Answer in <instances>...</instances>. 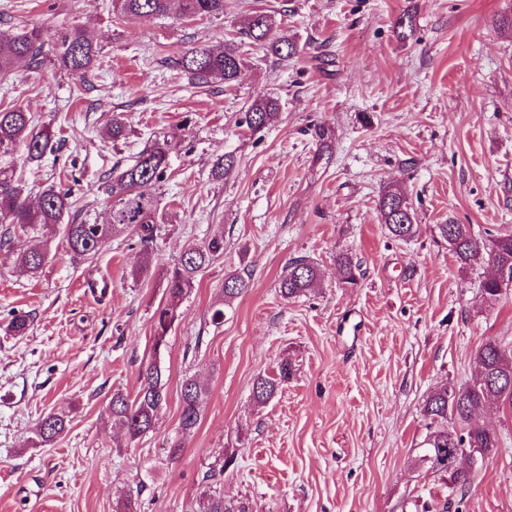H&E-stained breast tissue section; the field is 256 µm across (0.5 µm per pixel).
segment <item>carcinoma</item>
Here are the masks:
<instances>
[{"mask_svg": "<svg viewBox=\"0 0 512 512\" xmlns=\"http://www.w3.org/2000/svg\"><path fill=\"white\" fill-rule=\"evenodd\" d=\"M112 8L126 20L143 21L164 16L173 8L180 16L191 19L224 14V0H112ZM44 44L43 32L37 28L12 32L0 30V78L9 76L20 59L39 63ZM50 44L57 63L81 78L94 67L99 53L93 37L77 26L55 31ZM248 46L261 47L280 59L299 52L296 37L281 28L274 15L253 11L243 19L235 37L224 43V50L216 52L205 46H195L179 55L175 64L201 83L219 80L231 86L247 62ZM279 111L278 100L259 97L240 117L239 124L255 134L274 123ZM126 134L124 115L112 114L108 129L112 141L116 142ZM52 141L49 129L37 127L32 115L22 106L0 110V148L18 146L26 152L28 159L37 161L53 148ZM165 161L166 150L157 144L143 151L132 165L112 171L107 188L109 217L105 224L62 223L71 207L70 190L50 185L40 193L37 205L31 206L22 198V187L14 176L0 170V223L7 225L4 236L11 242L27 238L32 233L51 237L60 232L75 256L89 259L98 253L105 241L126 233L136 237L143 246V260L134 270L136 274H143L149 268L148 246L157 230L158 203L153 189L163 182ZM377 210L391 237L403 240L416 234L414 211L402 188L385 190L378 200ZM438 231L462 267H470L481 260L494 270L506 267L512 272V232L479 240L472 235L470 225L457 224L450 219L438 225ZM222 255L224 236H214L202 246L187 248L167 271L168 299L166 305L154 314L153 352L166 347L168 331L178 317V304L195 287L196 273ZM47 256L48 249L44 245L22 248L19 263L26 271L35 274L43 267ZM336 262L342 283L350 288L357 286L359 266L348 255L338 256ZM320 281L318 266L307 257L298 256L288 262L279 280V290L284 298H297L313 290ZM249 286V277L239 271L225 275L224 303H231ZM473 363L476 375L472 382L458 388H438L427 398L423 408L424 416L429 420V433L422 441L419 461L433 473L448 478V488L454 491L465 489L479 464L498 448L497 433L483 424L474 423V415L490 401L512 406V349L507 350L498 341L488 339L475 352ZM291 375L292 364L286 361L279 365L277 376L257 378L253 385L254 399L268 401ZM139 380L134 397L118 391L112 394L108 403L112 421L123 427L131 441L154 429L166 402V387L157 363L144 366ZM206 392L207 388L200 380L194 377L183 380L179 423L182 434L188 435L196 429ZM458 424L463 426L461 433L456 428ZM67 426L68 420L64 416L49 413L38 421L35 436L41 445H51Z\"/></svg>", "mask_w": 512, "mask_h": 512, "instance_id": "1", "label": "carcinoma"}]
</instances>
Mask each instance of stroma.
I'll use <instances>...</instances> for the list:
<instances>
[{
  "instance_id": "stroma-1",
  "label": "stroma",
  "mask_w": 512,
  "mask_h": 512,
  "mask_svg": "<svg viewBox=\"0 0 512 512\" xmlns=\"http://www.w3.org/2000/svg\"><path fill=\"white\" fill-rule=\"evenodd\" d=\"M254 10L296 33L301 52L281 60L252 47L229 87L176 66L188 48H223ZM405 12L413 29L401 39ZM72 26L100 47L85 78L47 52L0 81V109L30 112L54 152L0 151V167L32 202L71 176L72 214L101 224L108 175L158 142L160 220L149 248L122 234L89 259L54 238L34 275L18 246L0 243V512H118L128 498L140 512H199L207 491L229 512H512V406L481 412L499 446L468 489L449 491L419 462L428 396L471 381L484 341L512 348V289L484 298L489 267H461L437 230L449 218L480 239L512 230V0H225L217 17L142 22L115 16L112 0H0L2 30ZM263 96L279 98L277 121L240 128ZM116 112L128 125L117 142L106 133ZM227 153L236 165L215 177ZM388 186L408 191L415 237L381 224ZM219 234L223 256L198 273L154 354L167 269ZM145 250L150 268L132 276ZM342 252L360 266L357 287L340 282ZM298 256L322 281L286 299L278 281ZM243 268L249 288L223 304L225 274ZM19 314L30 317L20 335L8 327ZM152 360L166 403L131 441L107 405L114 392L135 395ZM285 360L291 378L256 402L254 381ZM188 377L208 394L183 436ZM51 412L68 429L35 446Z\"/></svg>"
}]
</instances>
